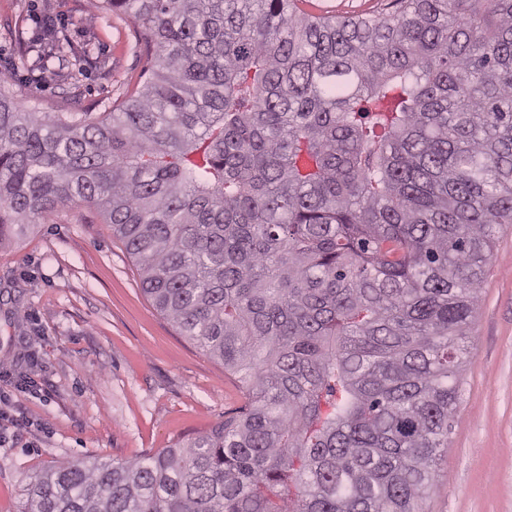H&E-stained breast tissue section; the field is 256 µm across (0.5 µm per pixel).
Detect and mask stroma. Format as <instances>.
Returning <instances> with one entry per match:
<instances>
[{"label":"stroma","instance_id":"35a3bbf8","mask_svg":"<svg viewBox=\"0 0 512 512\" xmlns=\"http://www.w3.org/2000/svg\"><path fill=\"white\" fill-rule=\"evenodd\" d=\"M155 68L142 24L103 0H0V93L25 112L96 120ZM32 350L37 366L18 360ZM33 422L0 447V512L55 460L127 461L175 448L237 414L233 377L153 309L99 210L81 203L28 231H0V359ZM425 512H512V224L486 268L470 354Z\"/></svg>","mask_w":512,"mask_h":512}]
</instances>
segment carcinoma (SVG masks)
Wrapping results in <instances>:
<instances>
[{"label": "carcinoma", "mask_w": 512, "mask_h": 512, "mask_svg": "<svg viewBox=\"0 0 512 512\" xmlns=\"http://www.w3.org/2000/svg\"><path fill=\"white\" fill-rule=\"evenodd\" d=\"M105 0L156 48L118 111L0 94V227L96 205L246 396L180 448L57 462L19 512H422L512 224V0ZM300 7L313 16H358L385 8L390 0H307Z\"/></svg>", "instance_id": "carcinoma-1"}]
</instances>
